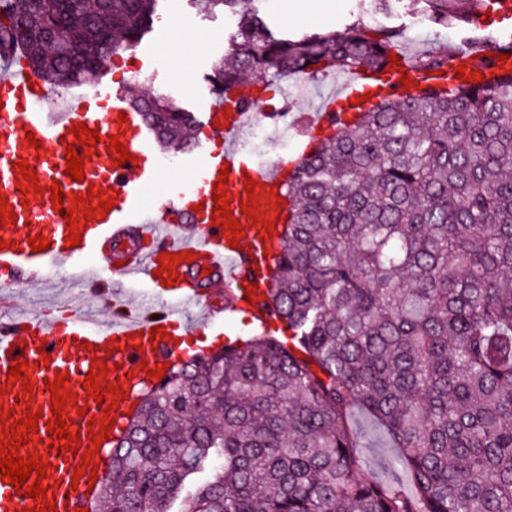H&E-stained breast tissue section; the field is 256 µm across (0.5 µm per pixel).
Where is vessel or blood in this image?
<instances>
[{"label":"vessel or blood","instance_id":"b4317fda","mask_svg":"<svg viewBox=\"0 0 512 512\" xmlns=\"http://www.w3.org/2000/svg\"><path fill=\"white\" fill-rule=\"evenodd\" d=\"M496 58H489L484 48L464 43L449 48L448 55L454 65L465 66L470 73H483L485 78L499 75L504 67H512V40L498 45ZM27 68L0 67V195H5L8 206L13 207L15 223L0 228V240L6 249L0 250V275L13 279L23 274L31 286L42 287L54 282L80 256L96 254L105 241L126 246V230L137 224L156 246L155 251L141 255L136 264L114 268V276L123 280L141 282L158 288L162 285L156 272L164 253L191 252L192 261L176 265L181 276L175 300L145 310L137 316H115L102 323L92 314L73 311L64 319H46L39 315L23 314L9 320H0V403L8 408H38L42 416L30 442L21 447V454L37 452L46 455L49 467L43 479L47 485V500L53 501L58 512H89L95 491L88 487L90 477L105 479V468L96 474L79 471V457H61L48 453L47 423L53 412L52 393L46 387L56 372L68 374L65 388L74 394L76 403L69 406L66 417L70 430L82 436L80 445L93 449L88 422L99 416L101 407H109L111 416L124 420L138 389L151 387L150 368L182 357L186 338L201 328L203 321L211 320L213 309H206L202 320L191 321L182 309L187 305H201L198 291L189 288L186 276L201 279L220 278L226 289L251 288L252 299H259L255 286L262 281V266L278 235L268 234L266 222L275 220L274 196L276 185L284 183L289 169L280 165L266 168L256 163L238 147V142L255 118L248 108L233 109V102L253 99L250 85L232 90L227 98L206 100L199 123L205 133L204 140L195 141L184 151L181 165L193 179L188 184L161 181L162 172L158 153L144 131L140 116L135 112L123 89H114L103 81H95L87 92L71 96L62 112L49 111L55 96L43 82L29 84ZM417 82L419 88L432 87L433 82L424 72L406 67L404 72H393L383 85L384 94L401 99L410 90L403 86L402 77ZM367 73L348 75L335 93L336 100L359 99L360 88ZM83 123L99 130L100 140L96 154H88L87 144L77 142L72 126ZM34 132L40 147L26 145L27 132ZM123 134L132 162L115 167L113 157L106 148L111 136ZM77 154H88L83 165V181H75L66 173L68 148ZM27 161L38 178L34 193L17 192L16 183L21 175L15 164ZM227 173V195L231 200L232 216L243 225L245 235L239 247L229 245V230L215 225L214 184L220 173ZM256 184L255 196H248L246 180ZM60 182L64 193H87L89 187L103 188L105 197L114 198L115 205L102 219L80 225L81 245L67 247L66 220L55 210L50 200L49 185ZM257 199L262 208L264 226H252L242 211L243 204ZM199 224L198 233L186 230L183 215ZM40 235L49 239L48 250L33 251L30 237ZM163 327L165 333L150 338L152 328ZM102 361L108 368L102 385L117 382L124 386L128 398L106 399L97 405L94 396L83 387L94 361ZM27 363L33 384L32 393L26 394L20 384L8 381L10 366ZM87 415H80V408ZM32 497L16 494L12 484L0 481V512H27L37 506Z\"/></svg>","mask_w":512,"mask_h":512}]
</instances>
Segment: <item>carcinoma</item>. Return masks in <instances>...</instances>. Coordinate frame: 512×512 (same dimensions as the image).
I'll list each match as a JSON object with an SVG mask.
<instances>
[{
	"label": "carcinoma",
	"mask_w": 512,
	"mask_h": 512,
	"mask_svg": "<svg viewBox=\"0 0 512 512\" xmlns=\"http://www.w3.org/2000/svg\"><path fill=\"white\" fill-rule=\"evenodd\" d=\"M161 0H0V59L57 92L140 43ZM235 17L205 77L221 97L281 75L380 73L391 36L355 25L290 38L261 0H195ZM436 24H470L427 0ZM386 99L313 139L285 185L288 224L253 336L174 364L109 453L106 512H512V73ZM130 103L179 152L195 116ZM376 418L412 492L359 455L350 410Z\"/></svg>",
	"instance_id": "cac0c4a2"
}]
</instances>
